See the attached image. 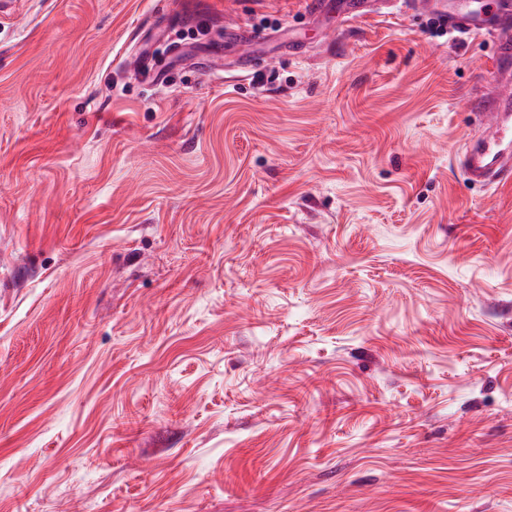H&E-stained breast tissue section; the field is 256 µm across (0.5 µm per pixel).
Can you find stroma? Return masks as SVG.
<instances>
[{"label":"stroma","mask_w":512,"mask_h":512,"mask_svg":"<svg viewBox=\"0 0 512 512\" xmlns=\"http://www.w3.org/2000/svg\"><path fill=\"white\" fill-rule=\"evenodd\" d=\"M307 2L0 16V512H512L490 44Z\"/></svg>","instance_id":"obj_1"}]
</instances>
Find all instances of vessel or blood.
<instances>
[{
  "mask_svg": "<svg viewBox=\"0 0 512 512\" xmlns=\"http://www.w3.org/2000/svg\"><path fill=\"white\" fill-rule=\"evenodd\" d=\"M372 0H346L340 21L350 24L376 13ZM399 14L439 20L449 33L492 43V80L475 118L482 129L459 157L469 182L494 185L512 180V0H404Z\"/></svg>",
  "mask_w": 512,
  "mask_h": 512,
  "instance_id": "b4317fda",
  "label": "vessel or blood"
}]
</instances>
